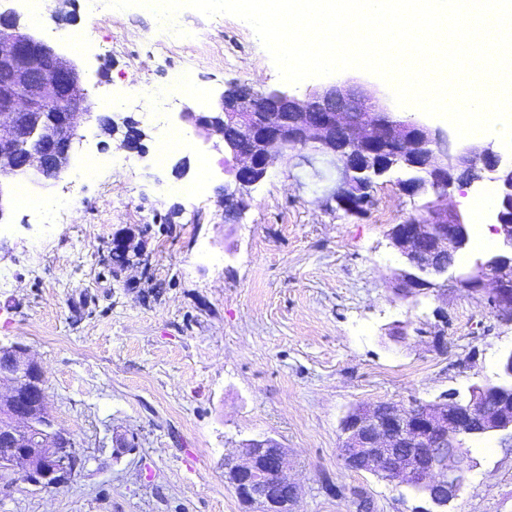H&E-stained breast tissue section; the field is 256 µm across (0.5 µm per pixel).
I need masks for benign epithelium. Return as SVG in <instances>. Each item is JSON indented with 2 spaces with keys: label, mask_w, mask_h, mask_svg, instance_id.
<instances>
[{
  "label": "benign epithelium",
  "mask_w": 512,
  "mask_h": 512,
  "mask_svg": "<svg viewBox=\"0 0 512 512\" xmlns=\"http://www.w3.org/2000/svg\"><path fill=\"white\" fill-rule=\"evenodd\" d=\"M92 109L74 62L21 27L14 10H0V222L12 207L7 178L34 169L46 180L58 179ZM180 118L224 145L229 181L220 204L226 212L242 213L250 188L291 153L328 159L337 172L333 200L349 213L362 211L375 181L394 169L414 175L412 182L400 184L408 195H423L431 187L435 199L388 234L405 266L396 290L407 297L438 287L448 272L439 256L458 255L469 243V225L448 203L457 176L471 173L466 180L471 185L482 180L481 170L493 174L500 246L454 277V285L487 297L501 319L512 321V161L503 160L492 144L471 142L453 151L440 130L395 117L353 77L322 83L302 97L278 90L256 93L232 82L209 108L187 104ZM31 140L36 147L20 152ZM498 377L504 382L475 386L467 398L450 395L421 415L395 402L351 410L341 424L342 457L353 451L359 470L396 485H413L436 505L449 504L473 468L465 442L499 434L502 444L512 446V383H507L512 380V351L501 359ZM0 378L10 383L8 395L0 398V445L5 447L0 468H19L20 477L33 486L63 485L83 457L74 439L54 427L40 365L22 345L1 347ZM431 436L448 444L447 455L422 449ZM278 447L272 437L251 439L229 459L238 498L260 512L281 508L273 487L257 477L264 467L262 449Z\"/></svg>",
  "instance_id": "7a95c632"
}]
</instances>
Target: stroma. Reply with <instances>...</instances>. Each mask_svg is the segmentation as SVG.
Segmentation results:
<instances>
[{"instance_id":"stroma-1","label":"stroma","mask_w":512,"mask_h":512,"mask_svg":"<svg viewBox=\"0 0 512 512\" xmlns=\"http://www.w3.org/2000/svg\"><path fill=\"white\" fill-rule=\"evenodd\" d=\"M72 20L89 37L72 57L97 114L82 124L72 158L112 151L101 116L137 121L146 149L91 180L72 166L55 181L34 177L36 194L55 200L71 188L85 204L69 203L67 222L49 226L16 204L0 232V345H24L41 365L55 424L88 459L60 488L0 471V512H246L224 460L267 436L286 450L300 488L296 512H356L354 488L371 512H414L423 501L410 487L345 466L342 419L365 402L467 397L496 380L512 323L486 298L451 285L396 295L404 263L388 231L423 203L399 191V172L377 180L367 210L350 215L326 205L336 172L322 157L286 159L251 189L238 221L226 223L223 148L196 131L191 152L157 160L156 129L141 113L111 106L143 84L167 85L139 45L155 17L132 6L107 23L77 6ZM181 22L200 36L179 55L206 94L235 80L298 96L317 84L282 81L239 18L189 8ZM354 76L390 111L426 120L461 146L445 119L398 107L372 74ZM202 157L203 199L172 197V184L192 176ZM121 238L137 250L119 267L112 249ZM406 324L444 339L395 340L393 329ZM116 432L134 448L114 455ZM468 447L475 466L467 484L433 512H512V447L495 435Z\"/></svg>"}]
</instances>
